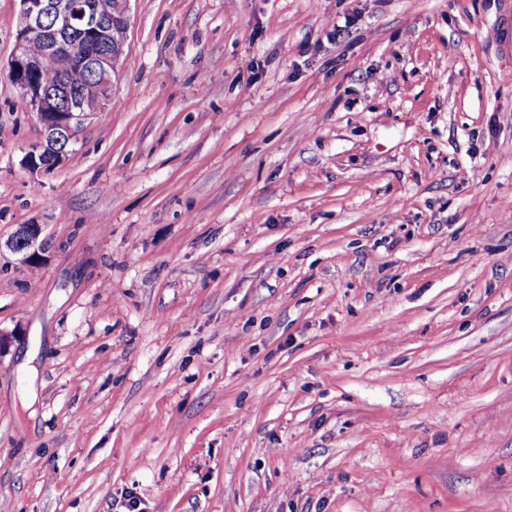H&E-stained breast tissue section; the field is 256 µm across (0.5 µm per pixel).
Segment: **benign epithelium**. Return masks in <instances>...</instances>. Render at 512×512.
<instances>
[{"mask_svg":"<svg viewBox=\"0 0 512 512\" xmlns=\"http://www.w3.org/2000/svg\"><path fill=\"white\" fill-rule=\"evenodd\" d=\"M19 29L15 48L8 63V76L20 90L39 126V140L27 153L24 166L30 171L52 168L56 152H65L73 142L75 127L106 109L118 75L121 54L112 52V30L130 23L131 0H89L81 14L69 0H19ZM39 38L43 51L33 54L29 43ZM73 67L89 68L95 75L97 95L94 101L85 94L60 82L42 81L45 70L52 68L65 74ZM40 224H21L14 234L0 244L11 253L16 246L27 250L36 260L45 250Z\"/></svg>","mask_w":512,"mask_h":512,"instance_id":"obj_1","label":"benign epithelium"}]
</instances>
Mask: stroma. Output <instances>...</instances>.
Masks as SVG:
<instances>
[{
	"instance_id": "stroma-1",
	"label": "stroma",
	"mask_w": 512,
	"mask_h": 512,
	"mask_svg": "<svg viewBox=\"0 0 512 512\" xmlns=\"http://www.w3.org/2000/svg\"><path fill=\"white\" fill-rule=\"evenodd\" d=\"M500 2L131 0L32 173L0 0V512H512ZM43 227L40 224H21L14 234L5 242V247L12 254L16 253L17 244L24 245L27 257L37 260L40 252L45 250L47 242L42 238Z\"/></svg>"
}]
</instances>
